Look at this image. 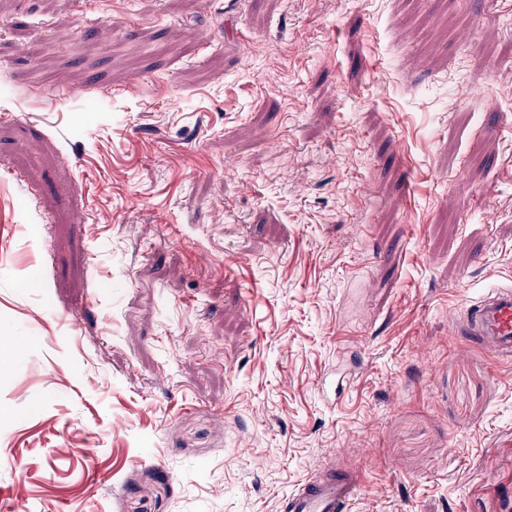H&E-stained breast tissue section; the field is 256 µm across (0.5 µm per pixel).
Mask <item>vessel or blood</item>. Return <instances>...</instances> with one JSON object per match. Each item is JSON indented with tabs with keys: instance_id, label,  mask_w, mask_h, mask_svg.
<instances>
[{
	"instance_id": "1",
	"label": "vessel or blood",
	"mask_w": 512,
	"mask_h": 512,
	"mask_svg": "<svg viewBox=\"0 0 512 512\" xmlns=\"http://www.w3.org/2000/svg\"><path fill=\"white\" fill-rule=\"evenodd\" d=\"M462 319H450V331L467 322L472 342L491 349L498 357L512 359V290L502 288L481 300L462 306ZM358 479L348 471L304 480L288 497L285 512H348Z\"/></svg>"
}]
</instances>
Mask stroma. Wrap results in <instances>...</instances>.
Segmentation results:
<instances>
[{
	"label": "stroma",
	"instance_id": "35a3bbf8",
	"mask_svg": "<svg viewBox=\"0 0 512 512\" xmlns=\"http://www.w3.org/2000/svg\"><path fill=\"white\" fill-rule=\"evenodd\" d=\"M512 0H0V512H512ZM496 111H488L487 100ZM461 312L474 344L491 349L502 359H512L511 288L498 289L481 300L469 301ZM358 478L350 471L304 480L288 496L286 512H345L355 497Z\"/></svg>",
	"mask_w": 512,
	"mask_h": 512
}]
</instances>
